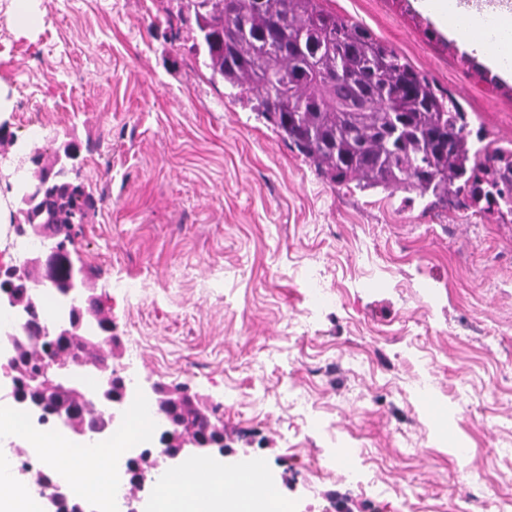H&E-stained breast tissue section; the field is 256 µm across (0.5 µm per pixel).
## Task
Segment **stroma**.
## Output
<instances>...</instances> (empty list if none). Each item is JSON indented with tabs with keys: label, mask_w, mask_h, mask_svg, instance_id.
I'll return each instance as SVG.
<instances>
[{
	"label": "stroma",
	"mask_w": 512,
	"mask_h": 512,
	"mask_svg": "<svg viewBox=\"0 0 512 512\" xmlns=\"http://www.w3.org/2000/svg\"><path fill=\"white\" fill-rule=\"evenodd\" d=\"M0 0V118L76 144L93 208L69 249L112 322L117 375L199 397L291 512H486L512 496V221L464 197L332 183L215 81L181 0ZM512 146V78L416 0H324ZM45 128L29 136L28 118Z\"/></svg>",
	"instance_id": "obj_1"
}]
</instances>
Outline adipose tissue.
<instances>
[{
	"instance_id": "obj_1",
	"label": "adipose tissue",
	"mask_w": 512,
	"mask_h": 512,
	"mask_svg": "<svg viewBox=\"0 0 512 512\" xmlns=\"http://www.w3.org/2000/svg\"><path fill=\"white\" fill-rule=\"evenodd\" d=\"M420 3L443 28L467 44L483 46L487 64L512 77V21L494 33L475 24L471 11L461 7L459 0ZM37 446L46 452L45 465L55 469L61 478H69L77 466L94 472L96 480L87 485L86 494L96 495L106 488L112 466L110 441L79 447L68 437L47 435L38 440ZM255 468L252 458L242 459L231 472L209 461L191 460L162 474L158 483L163 490L156 498L163 512H284L271 484L252 487Z\"/></svg>"
}]
</instances>
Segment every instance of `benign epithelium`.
Returning <instances> with one entry per match:
<instances>
[{"label": "benign epithelium", "instance_id": "1", "mask_svg": "<svg viewBox=\"0 0 512 512\" xmlns=\"http://www.w3.org/2000/svg\"><path fill=\"white\" fill-rule=\"evenodd\" d=\"M74 156L72 147H67L64 155H56L57 162L45 164L34 162L29 167V157L19 155L15 159V167L3 177L15 182L17 198L28 205L46 194L56 177L55 169L62 162H67ZM23 233H29L41 242V248L28 254L18 266L0 272V305L11 308L15 313L18 326L8 333V338L0 343V366L6 369L8 378L6 397L18 405L38 415V422L45 423L54 420L77 437L86 436L93 430L102 433L115 425L116 410L123 407L127 397V387L122 379L110 371L109 358L115 337L106 340H91L83 333V319L92 313L98 305L96 296L78 290L74 293L68 313L59 316L54 322L45 324L41 321L36 308L27 300L26 283L32 277L44 281H53L55 268L61 259H66L70 268H75L68 239L61 236L54 224H30ZM26 336L48 338L57 344L64 340L81 338L87 346L107 348L94 356L66 358L51 357L42 361L35 372L20 370V355L24 349L23 339ZM94 370L99 373L102 383L92 397L93 403L108 411V414L94 421L86 420L85 416L75 414V411L62 409H47L49 399L66 395L73 400L84 401L86 396L76 384L77 372ZM140 392L156 401V414L159 422L160 441L166 451L162 453L163 460H176L188 453L208 455L214 452L224 453V430L218 427H207L202 434L193 431H174L173 415L179 393L170 391L164 386L153 383ZM145 458L131 457L126 464V474L133 487H142L145 480Z\"/></svg>", "mask_w": 512, "mask_h": 512}]
</instances>
